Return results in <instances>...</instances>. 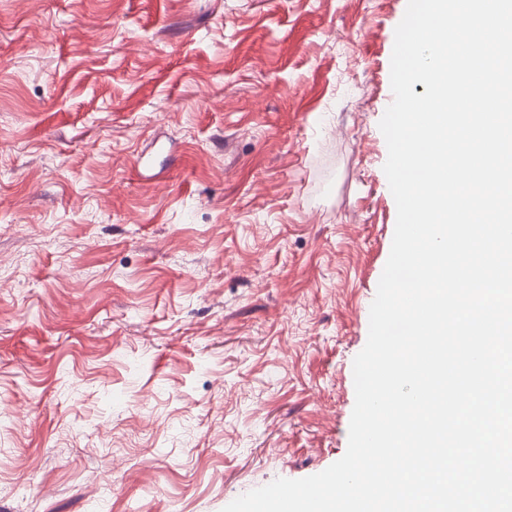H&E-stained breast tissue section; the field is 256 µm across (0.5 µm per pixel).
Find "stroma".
I'll return each mask as SVG.
<instances>
[{
    "instance_id": "1",
    "label": "stroma",
    "mask_w": 512,
    "mask_h": 512,
    "mask_svg": "<svg viewBox=\"0 0 512 512\" xmlns=\"http://www.w3.org/2000/svg\"><path fill=\"white\" fill-rule=\"evenodd\" d=\"M407 0H0V512H222L348 447Z\"/></svg>"
}]
</instances>
